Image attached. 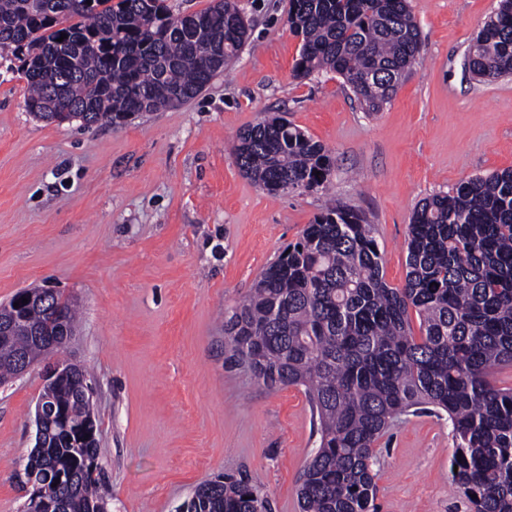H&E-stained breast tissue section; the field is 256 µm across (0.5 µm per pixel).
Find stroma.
<instances>
[{
  "instance_id": "stroma-1",
  "label": "stroma",
  "mask_w": 512,
  "mask_h": 512,
  "mask_svg": "<svg viewBox=\"0 0 512 512\" xmlns=\"http://www.w3.org/2000/svg\"><path fill=\"white\" fill-rule=\"evenodd\" d=\"M251 35L194 100L120 125L47 122L0 51V305L20 290L72 299L63 357L91 373L108 512H174L202 481L241 476L270 512H300L318 436L302 388L225 366L224 320L306 224L343 203L374 226L402 286L411 216L462 180L512 168V77L473 79L469 44L498 0H409L417 63L380 111L333 72L293 77L289 0H239ZM277 114L328 149L326 186L272 197L229 150ZM42 366L0 385V512H23ZM446 420L403 415L376 448L377 512H468Z\"/></svg>"
}]
</instances>
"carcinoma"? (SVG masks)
Instances as JSON below:
<instances>
[{"label":"carcinoma","mask_w":512,"mask_h":512,"mask_svg":"<svg viewBox=\"0 0 512 512\" xmlns=\"http://www.w3.org/2000/svg\"><path fill=\"white\" fill-rule=\"evenodd\" d=\"M188 19L167 0H0V49L22 57L27 108L39 118L119 125L173 96L195 99L248 39L237 0H212ZM287 23L302 42L294 76L334 72L369 112L420 53L408 0H289ZM464 66L483 81L512 76V0H500ZM232 160L270 196L316 190L332 172L325 147L280 116L244 128ZM406 249L405 281L394 288L372 225L344 205L316 215L224 322L227 361L270 389H305L319 445L300 478L302 512H377L375 443L410 412L448 416L451 477L472 512H512V386L493 378L512 367V169L422 202ZM48 310L31 305L14 341L0 345V381L66 347L67 336L52 350L33 338L49 329ZM87 382L74 364L44 386L46 398L66 403ZM98 457V440L75 445L55 429L25 469L65 512H107L105 477L89 472ZM183 506L269 512L259 487L232 475L199 484Z\"/></svg>","instance_id":"1"}]
</instances>
